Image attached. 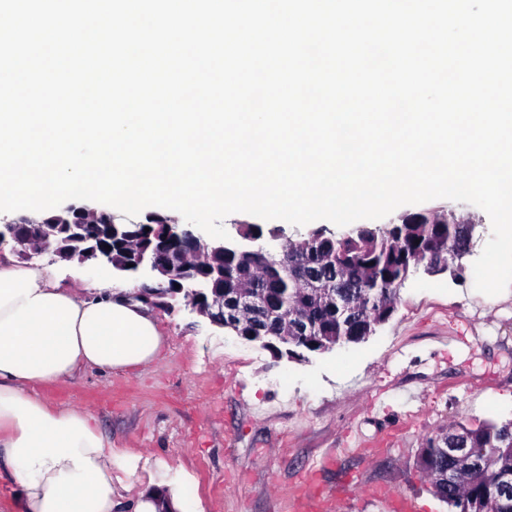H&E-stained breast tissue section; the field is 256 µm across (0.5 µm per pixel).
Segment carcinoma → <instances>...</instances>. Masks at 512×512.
<instances>
[{
    "mask_svg": "<svg viewBox=\"0 0 512 512\" xmlns=\"http://www.w3.org/2000/svg\"><path fill=\"white\" fill-rule=\"evenodd\" d=\"M147 249L159 245L162 231L149 222L136 226ZM471 225L450 220L427 222L416 212L395 224H363L340 236L320 228L288 242L286 255L255 249L226 251L216 256H189L203 268L224 266V302L244 303L251 297L278 304L288 287L291 322L310 326L300 334L320 345L360 344L392 317L400 289L410 276L423 271L436 276L448 271V258L460 261L471 254ZM384 284L366 299L363 284ZM281 331L261 312L238 319V336H261ZM467 448L480 465L445 451L451 445ZM416 466L432 492L450 512H512V494L504 497L499 477L512 474V421L484 422L476 427L456 422L426 438Z\"/></svg>",
    "mask_w": 512,
    "mask_h": 512,
    "instance_id": "carcinoma-1",
    "label": "carcinoma"
}]
</instances>
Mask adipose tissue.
<instances>
[{
	"instance_id": "adipose-tissue-1",
	"label": "adipose tissue",
	"mask_w": 512,
	"mask_h": 512,
	"mask_svg": "<svg viewBox=\"0 0 512 512\" xmlns=\"http://www.w3.org/2000/svg\"><path fill=\"white\" fill-rule=\"evenodd\" d=\"M163 332L130 288L82 298L45 268L0 258V464L22 512H112L114 453L86 413L48 406L36 385L76 370L152 362ZM133 512H201L181 480L138 491Z\"/></svg>"
}]
</instances>
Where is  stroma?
I'll use <instances>...</instances> for the list:
<instances>
[{"label":"stroma","instance_id":"35a3bbf8","mask_svg":"<svg viewBox=\"0 0 512 512\" xmlns=\"http://www.w3.org/2000/svg\"><path fill=\"white\" fill-rule=\"evenodd\" d=\"M424 207L478 219L473 254L455 273L408 281L392 318L366 342L280 358L179 301L156 313L164 342L151 365L84 370L36 391L87 410L125 452L122 468L147 461L186 477L187 497L205 512H288L323 450L342 447L349 433L360 451L320 471V482L354 479L350 512H382L374 493L384 486L412 498L416 512H449L415 456L453 422L512 420V286L496 296L474 288V257L491 234L483 210L448 199ZM451 325L474 332L479 360L449 346Z\"/></svg>","mask_w":512,"mask_h":512}]
</instances>
